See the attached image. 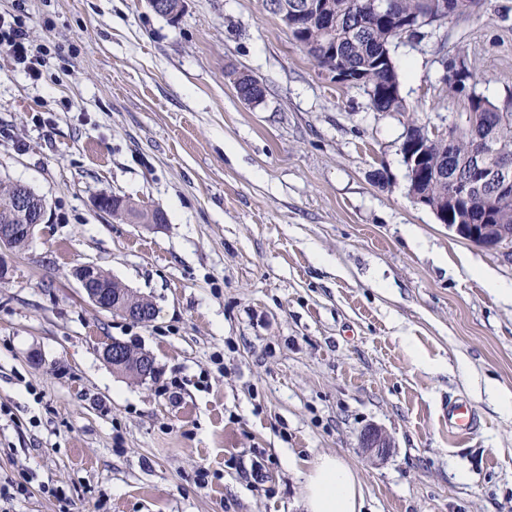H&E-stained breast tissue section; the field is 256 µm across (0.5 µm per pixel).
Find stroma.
I'll use <instances>...</instances> for the list:
<instances>
[{
  "label": "stroma",
  "mask_w": 512,
  "mask_h": 512,
  "mask_svg": "<svg viewBox=\"0 0 512 512\" xmlns=\"http://www.w3.org/2000/svg\"><path fill=\"white\" fill-rule=\"evenodd\" d=\"M41 52L0 58V179L42 195L0 281V512H303L322 454L363 512H512V244L487 251L408 195L409 122L464 110L441 60L477 65L473 92L512 96V0L398 43L405 113L308 59L264 0H0ZM256 77L263 98L237 94ZM117 195L162 224L99 211ZM91 263L151 300L138 323L96 308ZM155 359L141 381L102 357ZM467 401L473 434L443 410ZM394 447L372 461L369 426Z\"/></svg>",
  "instance_id": "35a3bbf8"
}]
</instances>
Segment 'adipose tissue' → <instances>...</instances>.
Segmentation results:
<instances>
[{
  "instance_id": "ef3b65f1",
  "label": "adipose tissue",
  "mask_w": 512,
  "mask_h": 512,
  "mask_svg": "<svg viewBox=\"0 0 512 512\" xmlns=\"http://www.w3.org/2000/svg\"><path fill=\"white\" fill-rule=\"evenodd\" d=\"M362 490L352 469L339 457L316 458L305 477V512H359Z\"/></svg>"
}]
</instances>
